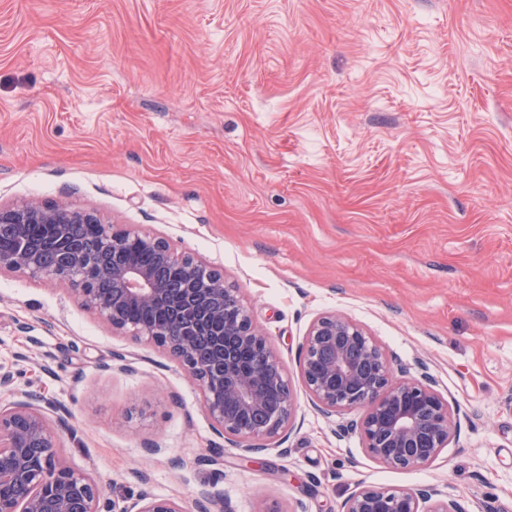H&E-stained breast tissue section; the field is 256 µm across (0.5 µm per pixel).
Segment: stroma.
I'll use <instances>...</instances> for the list:
<instances>
[{"instance_id":"35a3bbf8","label":"stroma","mask_w":512,"mask_h":512,"mask_svg":"<svg viewBox=\"0 0 512 512\" xmlns=\"http://www.w3.org/2000/svg\"><path fill=\"white\" fill-rule=\"evenodd\" d=\"M27 199L222 270L288 378L292 421L246 452L164 350L0 272V405L65 411L60 454L114 512H342L363 486L512 512V0H0V206ZM328 313L448 399L432 464L315 410L299 350ZM130 511L124 512H186L177 500L145 495L136 502Z\"/></svg>"}]
</instances>
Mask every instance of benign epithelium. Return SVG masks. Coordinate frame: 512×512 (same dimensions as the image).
Masks as SVG:
<instances>
[{"label": "benign epithelium", "instance_id": "benign-epithelium-1", "mask_svg": "<svg viewBox=\"0 0 512 512\" xmlns=\"http://www.w3.org/2000/svg\"><path fill=\"white\" fill-rule=\"evenodd\" d=\"M54 227L50 244L29 239L27 227ZM70 224H98L105 247L89 252L69 245ZM16 246L0 251V271L49 278L72 287L82 306L95 311L115 332L153 343L177 359L197 383L203 406L219 432L248 439L251 452L268 450L293 412L288 380L279 358L253 324L224 274L191 255H178L161 237L115 229L98 215L69 203L29 200L0 206V235ZM132 243L154 256L147 265L126 258ZM170 266L181 277L167 273ZM161 308L164 324H141L129 308ZM300 372L324 414L366 408L359 430L365 448L391 468H420L436 460L455 433L446 399L417 378L392 380L391 366L376 341L355 322L336 314L317 319L300 348ZM280 395L277 408L267 395ZM43 399L28 393L0 407V512H112L101 508L103 487L60 458L56 416L52 425ZM197 512H232L207 492ZM134 512H186L177 500L145 495ZM343 512H459L453 500L431 488L417 491L363 487L345 501Z\"/></svg>", "mask_w": 512, "mask_h": 512}]
</instances>
